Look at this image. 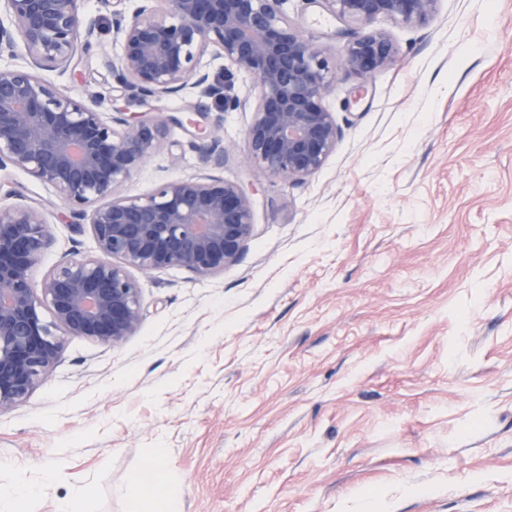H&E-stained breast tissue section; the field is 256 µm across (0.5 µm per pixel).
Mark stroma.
<instances>
[{"instance_id": "stroma-1", "label": "stroma", "mask_w": 512, "mask_h": 512, "mask_svg": "<svg viewBox=\"0 0 512 512\" xmlns=\"http://www.w3.org/2000/svg\"><path fill=\"white\" fill-rule=\"evenodd\" d=\"M322 50L336 148L291 183L244 161L247 100L212 110L224 177L253 183V232L223 271L133 272L142 319L116 347L65 338L30 398L0 414L12 512H145L116 487L164 449L173 512H512V0H438L421 24L381 16L396 48L370 80L342 23L280 0ZM111 35L48 71L112 94ZM193 127L168 126L116 194L201 174ZM41 204L33 269L94 254L52 188L0 171Z\"/></svg>"}]
</instances>
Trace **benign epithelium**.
I'll return each mask as SVG.
<instances>
[{
    "instance_id": "benign-epithelium-1",
    "label": "benign epithelium",
    "mask_w": 512,
    "mask_h": 512,
    "mask_svg": "<svg viewBox=\"0 0 512 512\" xmlns=\"http://www.w3.org/2000/svg\"><path fill=\"white\" fill-rule=\"evenodd\" d=\"M3 2L10 23L0 20V57L21 49L30 66L0 68V170L11 166L51 186L69 223L91 226L96 252L58 264L37 284L32 269L50 244L45 214L21 201L0 205V414L30 397L55 365L62 337L114 347L136 332L142 306L130 270L178 267L205 277L241 256L253 231L254 188L224 179V134L219 123H208L206 100L233 108L240 101L198 67L203 56L256 79L245 132L251 166L300 182L323 166L338 138L336 118L322 104L333 85L328 66L278 0H140L131 14L110 11L104 29L83 22L81 0ZM304 2L354 23L338 31L347 38L346 64L369 78L396 53L374 21L423 23L437 0ZM104 31L121 46L105 61L116 91L143 102L198 91L196 118L186 122L205 133L198 149L207 173L165 182L141 197H114L168 124L186 122L163 112L123 117L112 97H73L40 76L68 69ZM44 306L50 322L41 317Z\"/></svg>"
}]
</instances>
